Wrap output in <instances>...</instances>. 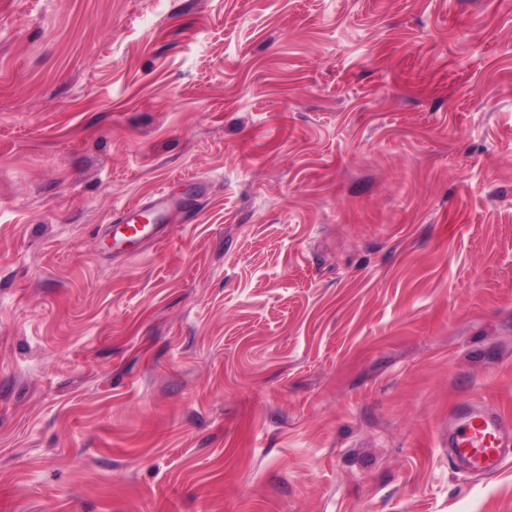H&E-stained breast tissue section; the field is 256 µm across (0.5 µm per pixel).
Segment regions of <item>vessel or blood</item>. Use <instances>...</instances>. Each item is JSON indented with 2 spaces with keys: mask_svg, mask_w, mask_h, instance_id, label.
<instances>
[{
  "mask_svg": "<svg viewBox=\"0 0 512 512\" xmlns=\"http://www.w3.org/2000/svg\"><path fill=\"white\" fill-rule=\"evenodd\" d=\"M178 204L164 190L146 202L121 210L115 223L107 225L104 236L114 248L152 237L164 243L163 224ZM448 434V446L469 472L483 477L496 474L512 458V422L471 403L461 408Z\"/></svg>",
  "mask_w": 512,
  "mask_h": 512,
  "instance_id": "b4317fda",
  "label": "vessel or blood"
}]
</instances>
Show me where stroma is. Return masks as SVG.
<instances>
[{
	"mask_svg": "<svg viewBox=\"0 0 512 512\" xmlns=\"http://www.w3.org/2000/svg\"><path fill=\"white\" fill-rule=\"evenodd\" d=\"M465 401L512 420V0H0V512H512ZM177 209L178 203L159 189L148 201L121 210L114 219L117 224L106 226L104 237L111 240L112 248L117 249L150 235L153 242L162 245L165 242L163 222L168 219L170 212ZM144 217L149 218L146 224L142 222ZM448 432V448L469 472L483 477L496 474L512 456V427L499 414L476 403L461 408Z\"/></svg>",
	"mask_w": 512,
	"mask_h": 512,
	"instance_id": "stroma-1",
	"label": "stroma"
}]
</instances>
